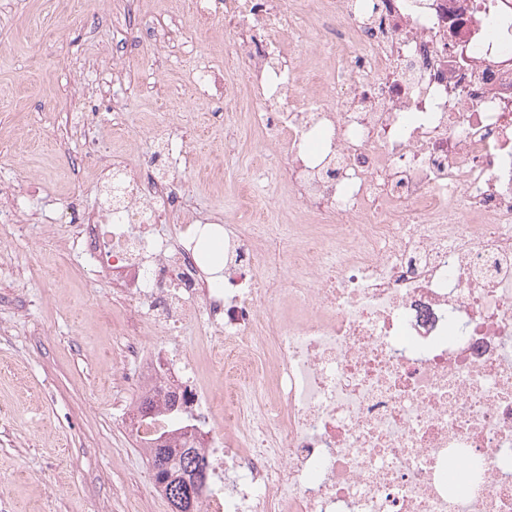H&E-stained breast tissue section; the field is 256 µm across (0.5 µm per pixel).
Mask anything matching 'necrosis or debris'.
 Returning a JSON list of instances; mask_svg holds the SVG:
<instances>
[{"mask_svg":"<svg viewBox=\"0 0 512 512\" xmlns=\"http://www.w3.org/2000/svg\"><path fill=\"white\" fill-rule=\"evenodd\" d=\"M501 0H195L220 22L271 149L244 187L294 222L176 235L178 135L116 168L77 243L130 327L208 334L226 369L138 354L216 467L202 512H512V50ZM224 240V275L199 245ZM469 480L448 476L449 459Z\"/></svg>","mask_w":512,"mask_h":512,"instance_id":"4bbe7bcc","label":"necrosis or debris"}]
</instances>
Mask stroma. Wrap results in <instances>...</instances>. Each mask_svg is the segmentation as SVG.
Instances as JSON below:
<instances>
[{
	"label": "stroma",
	"mask_w": 512,
	"mask_h": 512,
	"mask_svg": "<svg viewBox=\"0 0 512 512\" xmlns=\"http://www.w3.org/2000/svg\"><path fill=\"white\" fill-rule=\"evenodd\" d=\"M127 0H0V191L24 213L51 208L92 211L101 166L86 158L70 122L79 113L104 145V159L136 165L154 149L153 134L173 126L192 144V163L172 176L188 189L195 211L241 223L240 183L258 160L257 138L243 131L232 158L224 156V122L211 100L191 97L198 55L224 67L228 38L196 18L188 0H137L153 26L176 23L166 50L141 41L129 57L134 81L125 93L124 130L112 125L91 84L112 66V46ZM233 88V86H232ZM248 93L233 88L229 112L245 111ZM74 225L34 235L27 224H0V512H170L143 449L118 414L138 402L128 383L125 302L110 279L72 247ZM144 349L193 356L205 397L224 392L201 327L175 339L151 329Z\"/></svg>",
	"instance_id": "1"
}]
</instances>
